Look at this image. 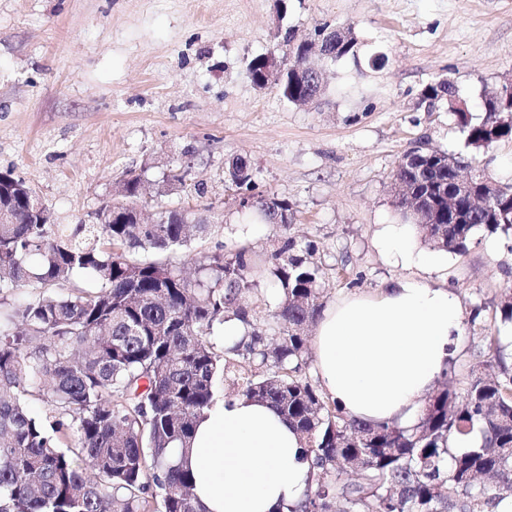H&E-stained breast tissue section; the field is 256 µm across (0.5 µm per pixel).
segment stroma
<instances>
[{
  "label": "stroma",
  "mask_w": 512,
  "mask_h": 512,
  "mask_svg": "<svg viewBox=\"0 0 512 512\" xmlns=\"http://www.w3.org/2000/svg\"><path fill=\"white\" fill-rule=\"evenodd\" d=\"M325 25L352 29L358 56L324 62L314 104L254 84L253 58ZM443 77L482 121L485 98L512 78V0H0V172L56 224L92 223L132 173L152 191L146 218L206 220V233L163 254L187 273L240 245L270 257L289 235L316 241L326 301L375 293L408 274L375 238L399 216L390 179L417 142L512 183L511 139L474 150L447 107L419 108ZM239 157L259 191L287 201L289 227L250 225L237 208L227 173ZM431 283L494 324L512 290V230L476 231Z\"/></svg>",
  "instance_id": "35a3bbf8"
}]
</instances>
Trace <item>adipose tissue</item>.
<instances>
[{"instance_id":"ef3b65f1","label":"adipose tissue","mask_w":512,"mask_h":512,"mask_svg":"<svg viewBox=\"0 0 512 512\" xmlns=\"http://www.w3.org/2000/svg\"><path fill=\"white\" fill-rule=\"evenodd\" d=\"M411 223L382 225L376 246L410 269L376 294L356 292L323 309L313 336L315 373L326 395L367 423L415 425L448 367L461 331V302L431 285L445 252L416 246ZM180 464L195 476L204 512H286L314 469L299 435L269 405L243 397L205 411Z\"/></svg>"}]
</instances>
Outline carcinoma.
<instances>
[{
	"label": "carcinoma",
	"instance_id": "1",
	"mask_svg": "<svg viewBox=\"0 0 512 512\" xmlns=\"http://www.w3.org/2000/svg\"><path fill=\"white\" fill-rule=\"evenodd\" d=\"M280 93L294 104L311 86L290 72ZM435 96L472 148L512 139L511 80L485 99L479 123L456 107L451 80L429 86L425 97ZM450 158L452 170L423 155L393 176L432 200L434 187L475 170L462 155ZM23 188L0 173V205L16 220L0 223V291L42 289L0 299V512H198L193 476L173 450L190 448L226 377L237 395L288 421L313 455L312 483L289 512H495L512 497V357L501 337H478L461 388L449 362L414 427L358 421L302 375L306 330L324 298L314 242L288 237L267 264L246 246L216 253L189 279L155 254L206 225L178 211L133 223L146 191L140 177L120 182V207L105 224H40L19 201ZM477 191L498 200L493 219L461 200L465 223L422 224L423 241L460 253L480 228L511 229L512 185ZM78 275L98 287L57 293ZM262 282L278 288L264 332L256 307L242 301ZM230 320L242 330L237 341L224 335ZM36 395L50 406L43 419L28 408Z\"/></svg>",
	"mask_w": 512,
	"mask_h": 512
}]
</instances>
